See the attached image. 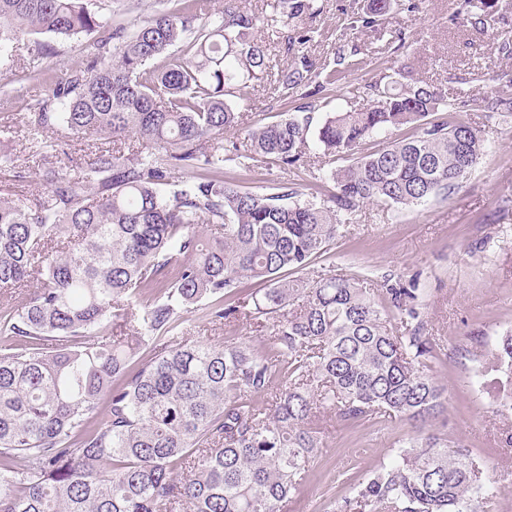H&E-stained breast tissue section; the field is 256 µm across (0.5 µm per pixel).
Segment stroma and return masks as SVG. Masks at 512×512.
I'll list each match as a JSON object with an SVG mask.
<instances>
[{"instance_id": "obj_1", "label": "stroma", "mask_w": 512, "mask_h": 512, "mask_svg": "<svg viewBox=\"0 0 512 512\" xmlns=\"http://www.w3.org/2000/svg\"><path fill=\"white\" fill-rule=\"evenodd\" d=\"M110 26L133 27L156 12L174 9L177 0H101ZM461 0H420L409 12L395 7L376 31L354 33L349 27L367 0H316L310 24L318 34L301 52L323 61L344 52L350 67L341 80L310 100L314 119L325 113L366 107L367 87L379 77L396 75L401 65L412 68L419 84L445 89L449 103L479 129L483 157L448 198L435 197L405 207L367 205L349 215L341 236L302 275L359 277L380 285L384 276H416L422 314L435 342L431 374L444 387L446 410L429 429L470 449L484 479L497 493L485 500L483 512H512V447L505 437L512 420L499 416L486 390L473 386L481 369L482 348L493 347L503 331L512 329V115L489 117L480 101L496 75H512V55L501 50L512 42V0H495L485 25L463 24L457 14ZM39 38L26 34L0 55V193L29 202L49 187L48 169L70 170L81 163L83 150L107 147L104 138L75 140L52 166L35 164L27 117L51 81L87 66L91 39L82 36L45 55ZM301 96L278 98L270 80L256 83L248 100L239 102L250 127L276 121L295 111ZM336 157L313 155L308 166L284 172L275 160L225 162L224 181L263 194L278 181L294 183L302 199L320 200L333 184ZM25 171L18 179L17 171ZM323 454L304 487L283 512H335L351 495L353 483L396 449L399 440L414 436L407 421L377 415L354 425L333 414L319 422Z\"/></svg>"}]
</instances>
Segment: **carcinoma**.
<instances>
[{"instance_id":"obj_1","label":"carcinoma","mask_w":512,"mask_h":512,"mask_svg":"<svg viewBox=\"0 0 512 512\" xmlns=\"http://www.w3.org/2000/svg\"><path fill=\"white\" fill-rule=\"evenodd\" d=\"M464 5L475 26L492 7ZM268 6L212 14L185 0L130 33L115 28L29 113L30 129L53 135L35 150L44 165L71 138L100 134L113 147L76 174H53L30 205L0 195V289L19 291L0 312V512H280L322 453V411L348 424L383 411L421 427L444 412L414 281L374 290L356 277L288 274L326 252L344 214L451 193L480 163L479 131L439 88L374 83L365 110L328 112L315 127L287 113L249 131L245 149L224 146L247 119L235 100L271 70L259 28H293L281 41L292 62L274 73L281 97L314 96L348 67L341 54L317 67L295 52L316 33L304 26L314 0ZM390 9L368 0L361 28ZM105 26L86 0H0V50L24 32L71 38ZM187 39L192 57L151 65ZM481 101L511 115L512 78ZM404 126L414 133L361 152ZM312 138L344 161L326 200L302 202L286 182L258 194L198 176L222 170L227 152L297 169ZM247 281L264 288L243 300ZM203 301L214 325L266 328V350L178 335ZM116 318L134 319L133 334L112 335ZM482 359L499 374L498 411L512 416V330ZM495 493L468 449L422 432L336 512H481Z\"/></svg>"}]
</instances>
